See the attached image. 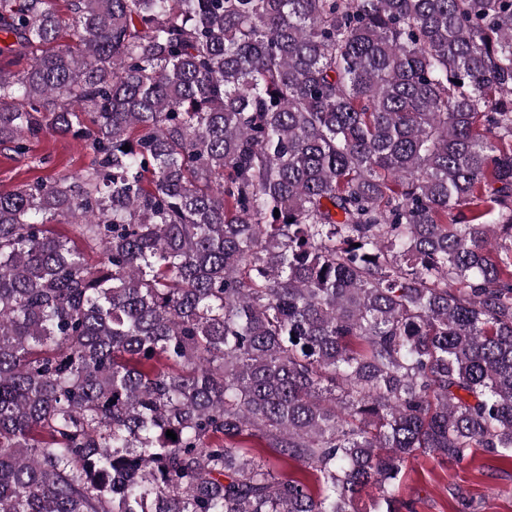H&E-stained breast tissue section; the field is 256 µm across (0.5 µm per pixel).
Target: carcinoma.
<instances>
[{"label": "carcinoma", "instance_id": "obj_1", "mask_svg": "<svg viewBox=\"0 0 512 512\" xmlns=\"http://www.w3.org/2000/svg\"><path fill=\"white\" fill-rule=\"evenodd\" d=\"M68 11L0 0V145L94 155L0 191V512H399L413 458L512 459V0Z\"/></svg>", "mask_w": 512, "mask_h": 512}]
</instances>
